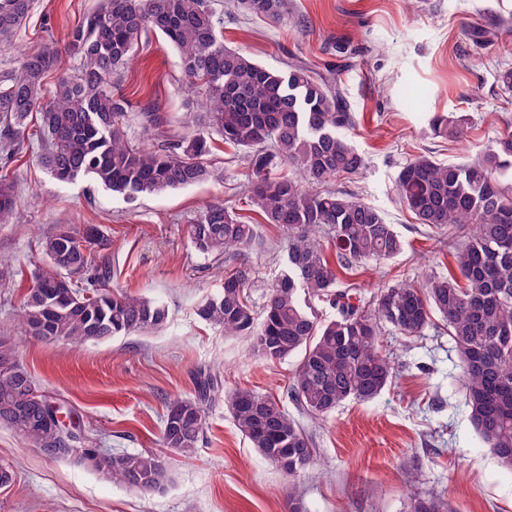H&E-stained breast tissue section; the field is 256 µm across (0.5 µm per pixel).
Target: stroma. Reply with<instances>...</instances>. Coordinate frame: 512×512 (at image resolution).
Masks as SVG:
<instances>
[{
    "label": "stroma",
    "instance_id": "stroma-1",
    "mask_svg": "<svg viewBox=\"0 0 512 512\" xmlns=\"http://www.w3.org/2000/svg\"><path fill=\"white\" fill-rule=\"evenodd\" d=\"M208 3L224 18L225 46L273 69L299 61L337 76L356 116L349 137L365 166L330 187L382 211L403 243L395 258L350 273L365 301L384 285L419 284L453 269L447 235L417 222L399 200L395 179L417 155L462 163L512 132V91L498 81L512 68V0H417L411 9L404 0H286L301 22L297 29L251 15L233 0ZM95 5L35 0L16 43L62 45ZM494 23V44L468 32ZM118 88L129 104L128 137L140 146L155 145L140 124L144 108L162 112L172 135L183 133L185 113H193L197 127L208 123L200 95L184 86L176 50L158 35L145 37ZM433 112L466 116L467 140L434 136ZM214 145L209 162L223 171V181L132 204L86 179L57 182L38 164L34 145L10 166L17 207L11 223L0 224V262L18 275L0 281V338L80 424L79 447L159 451L167 403L194 396L200 371L220 378L205 405L195 454L172 456L173 482L160 493L140 494L73 461L48 458L0 426V465L15 470L13 482L0 487V512H290L295 505L303 512H410L412 499L427 495L445 499L454 512H512V471L499 466L469 421L459 361L440 323L421 336L384 332L393 379L374 400L346 402L320 419L300 416L315 456L295 478L240 433L226 394L247 388L292 408L297 359L263 360L248 337L224 335L196 314L202 300L220 292L231 268L198 254L186 238V224L206 204L224 202L258 227L259 242L246 259L253 306H261L285 254L283 234L263 223L247 196L245 152L219 139ZM58 224L98 225L112 241L110 289L158 298L168 308L166 326L77 347L21 341L18 308L43 261L40 241Z\"/></svg>",
    "mask_w": 512,
    "mask_h": 512
}]
</instances>
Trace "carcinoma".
<instances>
[{
  "mask_svg": "<svg viewBox=\"0 0 512 512\" xmlns=\"http://www.w3.org/2000/svg\"><path fill=\"white\" fill-rule=\"evenodd\" d=\"M249 14L297 28L284 17L285 0H238ZM35 0H0V49H15ZM223 18L206 0H101L75 26L63 48L22 52L16 66L0 74V224L15 209L14 182L6 171L25 144L40 142L39 163L57 181L89 179L133 202L143 195L185 188L223 175L208 165L212 133L247 152L248 193L287 238L281 272L268 285L260 312L247 296L249 273L235 267L222 291L204 299L197 315L226 336H249L267 360L300 355L290 395L313 417H324L346 401L366 402L393 378L381 336L389 328L420 336L437 314L460 359L464 404L486 448L512 471V133L499 137L466 163H441L428 155L399 171L396 191L420 224L458 236L456 271L432 275L415 286L397 281L382 288L374 308L360 303L358 286L340 275L397 256L402 242L377 208L324 188L341 175H355L364 157L348 139L355 115L340 85L302 64L279 71L224 45ZM161 35L179 52L188 87L202 93L209 130L165 137L163 117L141 112L144 131L164 138L157 150L131 144L126 132L128 101L114 80L133 60L143 37ZM78 61L76 73L64 57ZM56 75L51 88L46 79ZM37 113L39 130L28 133ZM430 130L467 138L468 122L435 113ZM194 250L203 255L246 257L259 240L248 224L221 202L206 205L186 226ZM45 263L33 273L18 317L23 336L80 345L163 328L168 311L159 300L92 287L106 278L111 241L96 225L77 230L61 224L41 243ZM338 317L321 321L317 304ZM216 376L203 374L196 395L171 401L162 417L161 446L188 457L204 426V403ZM39 390L16 359L0 350V425L38 448L58 449L99 476L141 493L171 483L165 455L77 450L68 432L45 423ZM240 432L289 477L308 466L314 448L298 422L275 401L250 389L227 396ZM410 512H452L436 497H420Z\"/></svg>",
  "mask_w": 512,
  "mask_h": 512,
  "instance_id": "carcinoma-1",
  "label": "carcinoma"
}]
</instances>
